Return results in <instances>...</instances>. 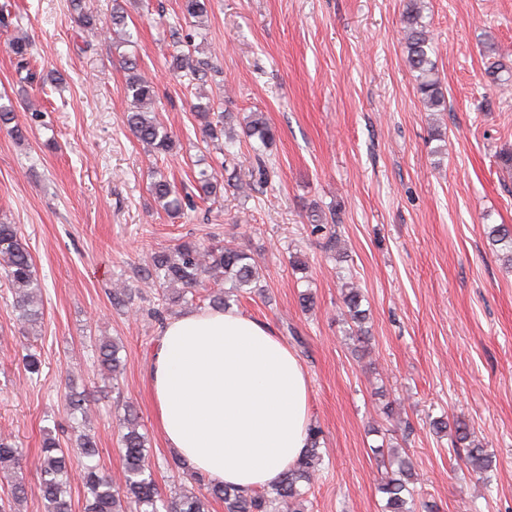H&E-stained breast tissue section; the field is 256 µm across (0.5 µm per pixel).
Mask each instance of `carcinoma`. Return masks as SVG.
Listing matches in <instances>:
<instances>
[{"label": "carcinoma", "mask_w": 512, "mask_h": 512, "mask_svg": "<svg viewBox=\"0 0 512 512\" xmlns=\"http://www.w3.org/2000/svg\"><path fill=\"white\" fill-rule=\"evenodd\" d=\"M183 18L201 20L208 14V0H181ZM71 10L77 22L84 27L96 25L98 18L85 11L83 0H71ZM420 0H406L404 9V31L406 62L416 73L417 90L426 108L432 112L445 104L444 94L436 77V61L431 54L434 46L426 30ZM109 27L115 33L129 35L127 12L117 2L112 4ZM9 52L16 60L18 71L26 72L23 80L29 84L45 85L48 78L29 68L32 44L23 37H14L8 42ZM173 68L184 73L188 84L205 81L209 64L194 58L192 51L180 50L172 57ZM128 71L127 96L131 107L126 114V126L139 140L153 149L168 153L175 147L173 136L158 121L152 110L156 101L155 86L138 69L137 61L126 59ZM195 118L211 141L224 137V113L214 110L211 103L193 106ZM243 132L249 139H256L263 148L274 140V131L260 112L250 113L244 123ZM196 190L204 198L217 197L222 186L218 173L212 167L194 172ZM150 192L161 207L168 212H179L183 207H193L188 195H181L176 185L161 175L150 185ZM491 239L504 247V261L512 264V230L507 226H496ZM0 268L12 288V307L18 312V321L24 332H29L42 319L39 304L41 286L37 279L33 258L15 224L0 222ZM145 280L154 282L161 290L162 305L167 309L191 303L197 289L205 287L204 276L224 275L227 288H219L208 295L210 308L224 309L238 293L256 282V272L248 253L228 245H205L200 242L182 241L174 246L154 253L150 261L138 270ZM363 295L352 283L345 285L342 302L345 316L351 323L350 335L357 340L369 339L364 329L365 310L361 309ZM96 361L99 368L116 373L122 366L119 347L111 340L100 339L96 345ZM24 370L31 378L42 373L41 354L31 348L22 357ZM68 409L73 419L71 429L79 449L83 486L86 490L84 512H208L209 499L224 502L225 512H303V502L314 480L319 463L321 430L312 428L310 446L291 467L283 473L280 481L262 491L244 492L235 487L211 481L206 490L195 494L180 487L170 495H161L150 471L147 438L139 431L137 412L129 406L120 423L121 446L124 460V495L112 491V475L103 471L96 461L97 442L91 433L90 404L85 395L70 393ZM467 464L475 473L489 468V458L479 446L467 449ZM18 449L14 443L0 437V477L11 484V496L0 498V512H16L15 505L28 495L24 477L19 475ZM72 468L71 453L61 446L52 432L43 437L36 470L37 485L47 512H72V500L68 490L69 472ZM417 474L408 459L391 453L385 466L379 490L385 497V512H414L417 492Z\"/></svg>", "instance_id": "1"}]
</instances>
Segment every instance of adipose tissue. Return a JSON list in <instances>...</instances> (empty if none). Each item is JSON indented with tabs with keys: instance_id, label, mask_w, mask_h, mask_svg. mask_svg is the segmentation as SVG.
Segmentation results:
<instances>
[{
	"instance_id": "obj_1",
	"label": "adipose tissue",
	"mask_w": 512,
	"mask_h": 512,
	"mask_svg": "<svg viewBox=\"0 0 512 512\" xmlns=\"http://www.w3.org/2000/svg\"><path fill=\"white\" fill-rule=\"evenodd\" d=\"M147 382L167 447L216 482L269 487L308 446L302 364L268 324L238 310L167 321Z\"/></svg>"
}]
</instances>
